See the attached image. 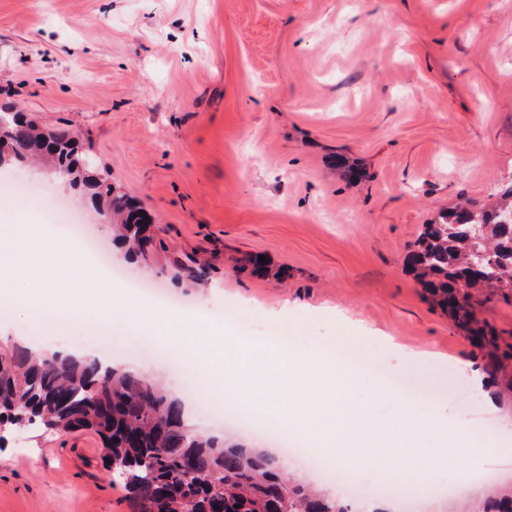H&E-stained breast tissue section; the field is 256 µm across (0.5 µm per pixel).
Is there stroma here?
I'll return each mask as SVG.
<instances>
[{
    "label": "stroma",
    "mask_w": 512,
    "mask_h": 512,
    "mask_svg": "<svg viewBox=\"0 0 512 512\" xmlns=\"http://www.w3.org/2000/svg\"><path fill=\"white\" fill-rule=\"evenodd\" d=\"M76 132L156 222L154 261L113 243L91 201L37 165L0 171V202L89 221L113 267L191 311L248 317L302 346L346 344L449 419L479 426L484 468L512 483V408H489L459 362L470 339L404 258L459 198L512 181V0H0V107ZM360 161L344 180L336 156ZM265 256L273 274H252ZM207 268L185 287L178 263ZM0 334L44 347L95 325L35 328L9 301ZM420 354L423 372L397 347ZM462 483L417 512H461ZM0 512H134L88 431L0 439Z\"/></svg>",
    "instance_id": "1"
}]
</instances>
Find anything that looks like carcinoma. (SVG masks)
Returning a JSON list of instances; mask_svg holds the SVG:
<instances>
[{
	"mask_svg": "<svg viewBox=\"0 0 512 512\" xmlns=\"http://www.w3.org/2000/svg\"><path fill=\"white\" fill-rule=\"evenodd\" d=\"M10 136L40 147L31 158L91 196L98 213L130 253L153 258L150 220L132 200L115 193L91 156L65 129H47L21 108ZM512 184L482 205L462 200L423 228L406 256L407 271L433 305L485 351L489 378L512 404V342L477 314L487 289L512 295ZM465 286L464 294L459 287ZM38 426L51 432L90 430L102 440L112 482L135 512H348L343 502L293 484L274 457L196 432L183 421L180 402L149 378L96 361L35 357L27 348H0V428ZM478 512H512V486L493 488Z\"/></svg>",
	"mask_w": 512,
	"mask_h": 512,
	"instance_id": "carcinoma-1",
	"label": "carcinoma"
}]
</instances>
